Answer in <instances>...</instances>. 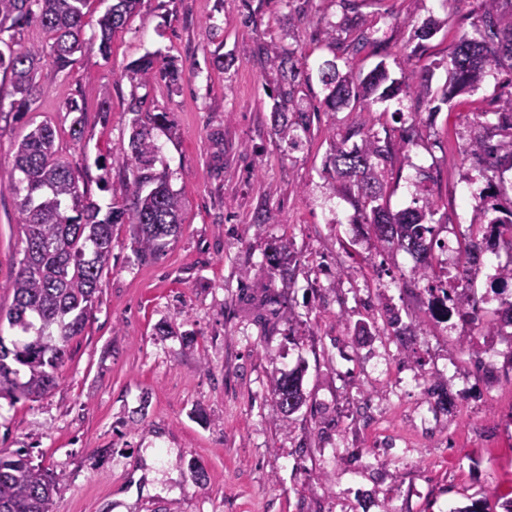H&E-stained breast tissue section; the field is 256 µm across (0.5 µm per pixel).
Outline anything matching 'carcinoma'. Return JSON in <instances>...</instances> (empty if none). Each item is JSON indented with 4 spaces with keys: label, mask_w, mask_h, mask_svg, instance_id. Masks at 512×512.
<instances>
[{
    "label": "carcinoma",
    "mask_w": 512,
    "mask_h": 512,
    "mask_svg": "<svg viewBox=\"0 0 512 512\" xmlns=\"http://www.w3.org/2000/svg\"><path fill=\"white\" fill-rule=\"evenodd\" d=\"M90 0H0V34L20 23H38L53 36L50 57L53 71L66 69L75 53L82 50L84 18ZM140 0H112L100 20L98 52L107 57L112 35L123 28ZM481 12L475 34L460 36L449 57L452 79L442 100L476 90L486 73L509 61L512 71V0H479ZM327 48L334 57L354 56L373 43L371 34L357 28L346 29V37L329 34ZM0 51V69L10 74L13 100L11 110L19 118L31 111L34 93L42 76L43 50L19 42ZM260 55L279 70V96L288 109L299 111L294 87L300 75L294 51H270L257 46ZM131 82L158 76L169 86L178 84L182 69L173 59L162 63L147 53L126 69ZM321 81L328 90L324 104L336 111L343 107L361 112L372 96L389 100L401 95H431L428 75L415 88L389 80L387 72L376 68L356 78L341 76L332 60L324 62ZM496 122H472L466 153L486 181L485 194L476 205V237L464 244L465 264L473 266L479 248H505L512 255V199L502 203L500 168L512 169V100L496 112ZM165 119L158 113L151 124L134 121L128 147L113 157L112 164L124 171L121 194L132 200L126 206L116 200L106 214L102 207L80 189L70 167L57 157L55 131L46 124L28 122L29 132L15 144L13 169L21 174L13 185L24 192L18 208L25 236L23 257L11 288L13 301L5 314L9 328L23 340L5 344L0 336V394L21 395L36 400L58 384L71 341L81 335L101 287L104 269L112 253V228L116 224L134 226L135 252L142 259L156 258L180 232L181 198L166 179L150 172L157 152L150 126ZM297 121L277 124V135L288 147L300 143ZM410 138L394 142L380 138L364 126H349L334 143L324 165L333 189L350 196L364 223L372 225L378 240L399 250L423 255L419 277L437 280L441 275L433 265L427 237L433 235L431 221L435 201L428 197L415 209L392 211L382 200L387 164ZM290 245L274 242L264 253V267L277 270L290 259ZM272 393L282 412L289 416L305 402L302 371L282 373L272 380ZM58 477L33 464L20 450L0 451V512H53Z\"/></svg>",
    "instance_id": "1"
}]
</instances>
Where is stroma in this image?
I'll return each mask as SVG.
<instances>
[{"label":"stroma","mask_w":512,"mask_h":512,"mask_svg":"<svg viewBox=\"0 0 512 512\" xmlns=\"http://www.w3.org/2000/svg\"><path fill=\"white\" fill-rule=\"evenodd\" d=\"M109 4L91 0L85 49L43 79L30 115L54 128L58 157L104 205L121 185L112 155L128 143L131 100L166 114L152 131V170L181 198V232L141 260L132 226L114 225L109 266L57 387L36 401L0 396V448L28 451L61 476L54 512H455L475 502L502 512L498 499L512 490V326L499 322L493 265L433 250L434 265L452 270L449 292L477 306L434 317L418 257L379 242L323 172L352 122L410 136L385 200L421 207L429 172L435 238L469 235L485 187L465 153L470 121L512 99L502 69L452 103L438 99L477 0H141L104 57L98 20ZM429 18L441 27L418 41ZM352 22L375 42L336 60L340 72L380 65L413 87L427 66L435 101L328 111L324 34ZM261 43L296 51L295 97L308 114L298 148L274 132L280 75L257 54ZM148 53L178 61L179 85L129 81L128 65ZM10 91L0 76L1 310L24 246L13 149L28 128ZM73 99L82 115L68 111ZM281 240L291 265L268 273L264 252ZM390 308L412 335L388 326ZM300 364L307 401L287 417L271 381ZM435 381L449 409L429 398Z\"/></svg>","instance_id":"1"}]
</instances>
